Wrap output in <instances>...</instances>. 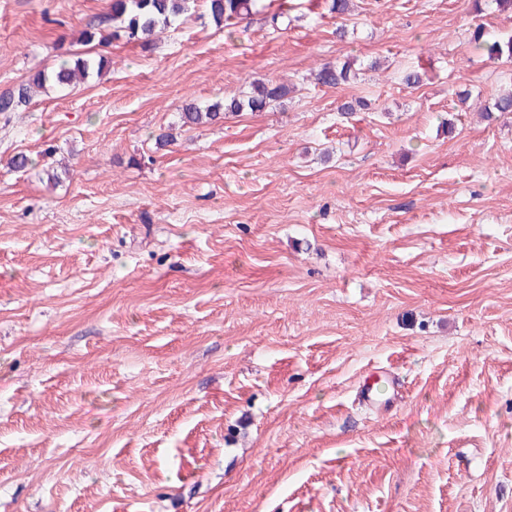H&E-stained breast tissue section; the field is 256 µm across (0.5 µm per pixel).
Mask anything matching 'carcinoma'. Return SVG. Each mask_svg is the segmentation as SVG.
<instances>
[{"instance_id":"1","label":"carcinoma","mask_w":512,"mask_h":512,"mask_svg":"<svg viewBox=\"0 0 512 512\" xmlns=\"http://www.w3.org/2000/svg\"><path fill=\"white\" fill-rule=\"evenodd\" d=\"M197 0H109L108 10L101 23L113 30L103 34L102 29L90 27L82 31L85 43L103 44L112 37L123 36L142 44H149L157 29L177 25L194 6ZM209 17L220 27L234 24V21L250 15L257 7V0H205ZM473 47L484 53L490 61L504 55L512 58V35L496 34L477 26L471 36ZM107 66L105 56L87 54L76 56L68 51L57 55V63L50 70L38 69L27 80L14 89L0 94V113L15 112L27 105L34 89L46 86L72 87L77 82L100 76ZM351 63L325 65L316 74L319 85L337 88L351 79ZM288 86L280 83H266L262 80L250 83V91L241 97L228 98L206 107L194 102L185 104L181 121L185 126L211 124L220 115L239 112H261L273 101H280L288 95Z\"/></svg>"}]
</instances>
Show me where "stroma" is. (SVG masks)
I'll use <instances>...</instances> for the list:
<instances>
[{
	"mask_svg": "<svg viewBox=\"0 0 512 512\" xmlns=\"http://www.w3.org/2000/svg\"><path fill=\"white\" fill-rule=\"evenodd\" d=\"M353 3L200 2L0 124V512H512V12ZM106 8L0 0V93ZM209 17L220 28L235 24L234 21L250 15L257 7V0H205ZM471 43L490 61L499 60L505 53L512 58V35L492 33L479 25L472 32ZM351 72V63L347 61L334 66L325 65L316 74V81L321 86L337 88L349 82ZM287 85L280 83H266L257 80L250 83V91L242 97L224 99L206 107L194 102L185 104L181 112V121L185 126L212 124L221 118V114L239 112H261L270 102L280 101L288 95Z\"/></svg>",
	"mask_w": 512,
	"mask_h": 512,
	"instance_id": "obj_1",
	"label": "stroma"
}]
</instances>
